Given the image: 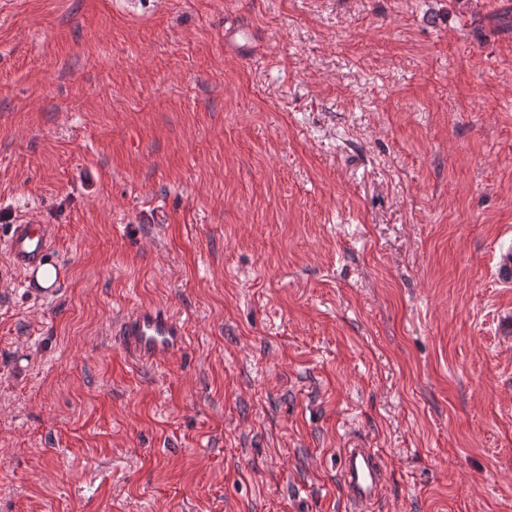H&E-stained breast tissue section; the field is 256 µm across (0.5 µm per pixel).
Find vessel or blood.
<instances>
[{
	"label": "vessel or blood",
	"instance_id": "vessel-or-blood-1",
	"mask_svg": "<svg viewBox=\"0 0 512 512\" xmlns=\"http://www.w3.org/2000/svg\"><path fill=\"white\" fill-rule=\"evenodd\" d=\"M51 250L47 224H14L10 227L8 253L19 269L46 261ZM119 334L132 353L141 359L158 360L181 351L186 344L183 323L175 315L153 308L131 312ZM338 470L350 512H374L386 484V470L374 449L356 445L341 449Z\"/></svg>",
	"mask_w": 512,
	"mask_h": 512
}]
</instances>
